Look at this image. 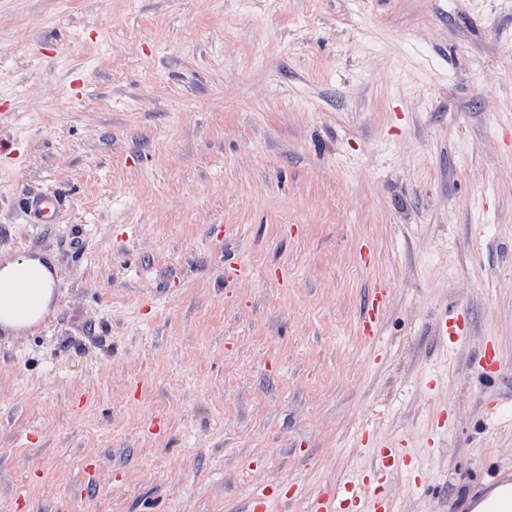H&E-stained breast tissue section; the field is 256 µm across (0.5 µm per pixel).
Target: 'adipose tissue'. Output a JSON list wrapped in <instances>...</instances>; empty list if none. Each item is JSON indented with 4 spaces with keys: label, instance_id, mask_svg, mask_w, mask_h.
<instances>
[{
    "label": "adipose tissue",
    "instance_id": "obj_1",
    "mask_svg": "<svg viewBox=\"0 0 512 512\" xmlns=\"http://www.w3.org/2000/svg\"><path fill=\"white\" fill-rule=\"evenodd\" d=\"M52 265L26 257L0 266V328L26 331L45 319L55 301Z\"/></svg>",
    "mask_w": 512,
    "mask_h": 512
}]
</instances>
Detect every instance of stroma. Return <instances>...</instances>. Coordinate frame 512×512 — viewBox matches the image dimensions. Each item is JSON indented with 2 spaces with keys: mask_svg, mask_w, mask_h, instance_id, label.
<instances>
[{
  "mask_svg": "<svg viewBox=\"0 0 512 512\" xmlns=\"http://www.w3.org/2000/svg\"><path fill=\"white\" fill-rule=\"evenodd\" d=\"M42 255L0 512H307L386 448L394 512H470L512 481V0H0V265ZM28 221L31 224H51L56 217V201L48 195L37 194L26 202ZM389 301V289L383 281H378L372 288L371 298L362 314L360 331L363 336L377 334L378 326Z\"/></svg>",
  "mask_w": 512,
  "mask_h": 512,
  "instance_id": "35a3bbf8",
  "label": "stroma"
}]
</instances>
